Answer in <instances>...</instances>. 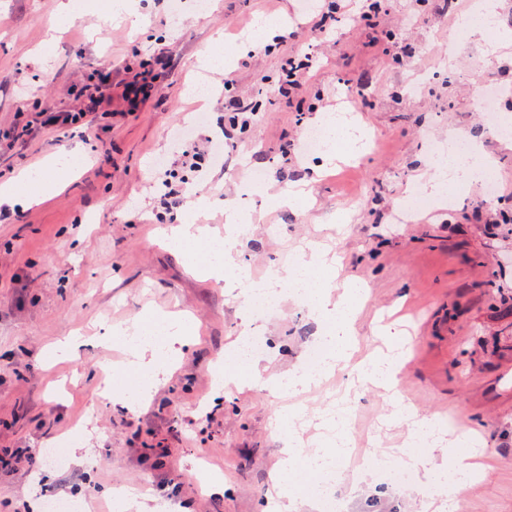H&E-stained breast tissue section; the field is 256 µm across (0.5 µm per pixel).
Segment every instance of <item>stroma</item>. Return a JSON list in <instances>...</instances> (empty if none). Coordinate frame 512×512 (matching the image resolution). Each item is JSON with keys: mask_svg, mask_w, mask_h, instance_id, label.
<instances>
[{"mask_svg": "<svg viewBox=\"0 0 512 512\" xmlns=\"http://www.w3.org/2000/svg\"><path fill=\"white\" fill-rule=\"evenodd\" d=\"M196 2L133 0L132 17L118 19L103 0H86L65 21L62 0H0V184L30 191L25 173L42 169L62 185L0 222V449L33 455L77 437L97 458L89 472L70 458L0 465V512H24L33 490L45 503L60 493L84 512H122L112 497L120 486L135 488L151 512H263L288 444L276 412L302 414L303 440L315 443V418L339 401L349 411L350 447L339 460L338 495L362 455L406 467L416 451L407 425L389 423L380 391H345L344 375L280 398L244 382L213 389L212 364L234 352L245 326L263 340V377L303 369L324 325L292 295L261 314L249 294L268 277L288 280L310 245L341 258L318 274L330 289H364L357 355L386 348L375 318L399 323L411 353L406 401L471 431L485 478L466 490L467 512H512V141L494 134L472 96L480 83L512 87V43L499 40L512 29V0H501L496 30L464 47L451 39L471 0H393L374 27L345 19L332 40L314 31L307 0H207L203 11ZM261 18L281 21L285 41L252 48L244 33ZM303 47L319 66L299 99L322 115H357L377 145L328 166L287 209L280 198L322 161L306 151L287 161L279 151L302 129L295 105L270 94L283 57ZM215 52L225 66L202 69ZM145 59L154 60L156 79L133 103L124 86ZM105 65L110 115L8 140L35 113L81 108L77 89ZM200 79L203 99L190 92ZM241 97L257 102L258 124L238 125L232 103ZM176 127L215 140L228 134L236 146L201 180L170 139ZM452 131L495 156L494 201L483 206L469 185L449 201L404 211L421 189L428 141ZM75 147L72 170L49 168ZM165 167L203 197L216 188L244 196L245 178L264 172L262 193L244 197L249 219L239 228L235 277L219 283L193 271L206 242L176 248L157 237V226L174 222L224 235L223 206L161 207ZM148 310L189 316L198 334L150 403L130 412L101 395L107 381L136 382L111 334ZM74 334L86 342L79 357L48 358ZM209 474L223 477V494L203 492ZM423 481L415 469L406 482L372 475L351 512H418Z\"/></svg>", "mask_w": 512, "mask_h": 512, "instance_id": "obj_1", "label": "stroma"}]
</instances>
